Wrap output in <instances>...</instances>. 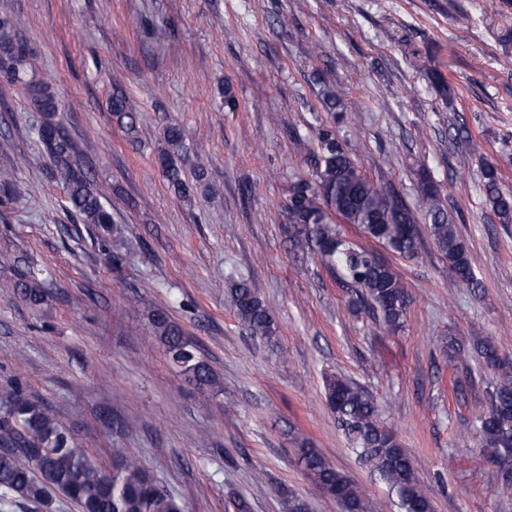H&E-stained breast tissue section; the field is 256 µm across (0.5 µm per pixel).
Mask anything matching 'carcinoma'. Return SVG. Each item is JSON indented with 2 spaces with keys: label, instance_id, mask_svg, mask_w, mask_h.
I'll list each match as a JSON object with an SVG mask.
<instances>
[{
  "label": "carcinoma",
  "instance_id": "obj_1",
  "mask_svg": "<svg viewBox=\"0 0 512 512\" xmlns=\"http://www.w3.org/2000/svg\"><path fill=\"white\" fill-rule=\"evenodd\" d=\"M34 65L27 45L13 34V22L0 18V80L20 83L25 71ZM412 66L426 72L434 88L447 96L448 82L442 73L428 69L418 56ZM24 88L42 113L38 138L64 184L68 211L83 224L105 227L114 223L110 206L76 160V149L59 119L56 95L42 82H28ZM109 108L127 139L138 143L139 117L123 89H113ZM317 138L315 173L310 180L290 184L284 205L285 223L291 234L305 238L322 264L349 289L353 303L395 330L403 323L410 296L405 283L374 252L343 238L339 224H354L391 252L413 258L423 246L419 227L423 223L448 260L458 286L471 293L483 288L468 247L432 184L422 185L412 206L392 183L373 181L359 167L352 150L332 131L320 128ZM163 139L162 175L177 197L189 198L203 180L205 166H196L193 179L186 177L182 163L184 133L179 125L166 126ZM482 178L486 205L503 221L511 220L512 194L501 189L498 167L485 164ZM15 287L35 303L45 295L43 282L31 270L20 274ZM232 304L237 319L252 335L274 337L275 320L261 300L256 282H238L232 290ZM150 323L180 376L201 389L216 384L213 369L200 356L197 344L166 310L152 311ZM478 351L487 364L501 369L488 410L477 416L482 448L498 464L502 480L511 485L512 370L501 364L493 342H484ZM326 398L353 450L396 495L402 512H433L431 499L418 479L415 460L381 423L374 399L340 378L327 382ZM296 452L300 466L341 512H364L358 489L316 449L303 444ZM0 493L42 504L49 503L51 494L57 493L80 512H184L181 500L161 487L135 459H126L112 473L101 469L64 431L54 414L34 405L15 386L0 391Z\"/></svg>",
  "mask_w": 512,
  "mask_h": 512
}]
</instances>
